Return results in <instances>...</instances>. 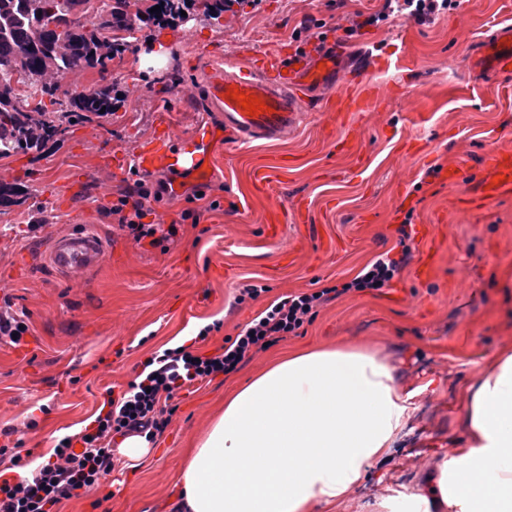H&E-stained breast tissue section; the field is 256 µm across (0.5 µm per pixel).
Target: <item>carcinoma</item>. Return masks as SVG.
Returning <instances> with one entry per match:
<instances>
[{"label": "carcinoma", "mask_w": 512, "mask_h": 512, "mask_svg": "<svg viewBox=\"0 0 512 512\" xmlns=\"http://www.w3.org/2000/svg\"><path fill=\"white\" fill-rule=\"evenodd\" d=\"M92 0H0V158L40 151L64 134L75 113L91 119L114 111L113 87L71 92L59 79L78 70L121 58L128 37L149 24L181 11L197 0H114L105 16L91 15ZM160 6L153 12L151 8ZM55 109L49 110L43 97ZM26 189L0 182V206L19 205Z\"/></svg>", "instance_id": "obj_1"}]
</instances>
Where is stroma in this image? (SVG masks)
Segmentation results:
<instances>
[{
    "instance_id": "35a3bbf8",
    "label": "stroma",
    "mask_w": 512,
    "mask_h": 512,
    "mask_svg": "<svg viewBox=\"0 0 512 512\" xmlns=\"http://www.w3.org/2000/svg\"><path fill=\"white\" fill-rule=\"evenodd\" d=\"M330 2L245 0L216 20L174 21L165 61L148 67L152 27L142 25L137 52L109 63L106 74L90 69L62 80L77 92L103 80L124 91L111 116L76 119L41 152L0 159V181L28 192L23 204L0 207V300L26 311L29 325L20 345L0 343V428H16L33 463L49 458L55 437L94 420L107 391L125 389L153 352L218 321L220 331L201 345L214 350L276 298L350 281L375 256L399 251L406 220L411 258L390 287L328 302L276 347L374 343L411 395L391 457L371 468L341 512H391L464 435L461 405L479 368L512 345V194L476 211L456 203L489 149H512V73L477 64L495 32L512 24V0H457L433 22L399 19L350 37L337 30L339 17L376 12L383 0H345L340 9ZM311 17L353 49L372 50L376 106L338 118L342 88L358 90L346 82L348 56L293 132L225 138L223 117L203 101L209 55L243 64L293 55L292 33ZM162 116L181 154L199 130H216L206 182L176 173L171 197L152 205L157 219L182 223L164 250L134 242L100 212L133 182L135 155ZM455 165L457 182L438 178ZM200 188L205 199H194ZM215 198L220 209L207 210ZM186 208L199 212L198 223L181 220ZM81 232L99 238L97 264L60 273L47 257L52 239ZM427 250L434 267L416 277ZM248 283L267 291L235 305ZM266 357L259 352L182 393L148 453L121 456L101 487L58 512H163L189 439Z\"/></svg>"
}]
</instances>
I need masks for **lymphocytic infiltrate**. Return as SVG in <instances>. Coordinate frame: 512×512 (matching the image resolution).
Returning a JSON list of instances; mask_svg holds the SVG:
<instances>
[{"mask_svg":"<svg viewBox=\"0 0 512 512\" xmlns=\"http://www.w3.org/2000/svg\"><path fill=\"white\" fill-rule=\"evenodd\" d=\"M453 4L454 0H384L378 12L353 16L344 32L351 35L395 17L424 24L447 13ZM167 191L166 179L154 181L143 176L119 192L104 212L135 242L146 241L158 247L179 233L177 224L164 226L149 219L148 201L162 199ZM401 238L403 246L397 254L377 256L349 282L275 299L235 337L226 338L212 352L202 353L185 345L153 352L119 396L104 400L89 425L56 439L46 462L31 465L22 456L20 443L11 440L13 428L0 429V437L7 439L6 444H0V462L6 463L12 473L11 478L0 480V512H56L63 501L98 489L116 466L113 440L136 434L155 442L171 424L182 391L236 371L265 345L297 333L323 304L351 291L389 286L410 260L409 232H402Z\"/></svg>","mask_w":512,"mask_h":512,"instance_id":"1","label":"lymphocytic infiltrate"}]
</instances>
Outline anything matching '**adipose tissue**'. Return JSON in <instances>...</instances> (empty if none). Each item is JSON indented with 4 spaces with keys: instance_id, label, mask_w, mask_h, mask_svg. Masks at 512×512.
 Returning a JSON list of instances; mask_svg holds the SVG:
<instances>
[{
    "instance_id": "obj_1",
    "label": "adipose tissue",
    "mask_w": 512,
    "mask_h": 512,
    "mask_svg": "<svg viewBox=\"0 0 512 512\" xmlns=\"http://www.w3.org/2000/svg\"><path fill=\"white\" fill-rule=\"evenodd\" d=\"M409 417L395 368L371 344L275 355L186 452L170 512H338ZM467 432L402 512H512V350L479 373Z\"/></svg>"
}]
</instances>
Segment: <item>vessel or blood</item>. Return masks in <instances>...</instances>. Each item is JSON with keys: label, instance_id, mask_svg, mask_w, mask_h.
<instances>
[{"label": "vessel or blood", "instance_id": "vessel-or-blood-1", "mask_svg": "<svg viewBox=\"0 0 512 512\" xmlns=\"http://www.w3.org/2000/svg\"><path fill=\"white\" fill-rule=\"evenodd\" d=\"M494 67L501 72L512 71V26L498 30L495 37ZM346 54L341 46H328L314 58L285 62L278 56L255 59L251 69L214 56L205 81V100L212 111L223 113L224 130L238 137L275 139L294 130L304 107L313 105L318 90L326 86L336 73L337 63ZM239 98H230L232 90ZM254 96L263 103L256 115H249L241 106V96ZM376 102L375 96L364 92H344L337 99L338 112H367ZM138 167L145 172L171 168L167 133L153 136L137 156ZM484 174L476 182L472 198L491 202L512 193V151L492 150L482 160ZM100 254L97 239L80 233L55 239L50 258L64 273L86 270L96 265Z\"/></svg>", "mask_w": 512, "mask_h": 512}]
</instances>
